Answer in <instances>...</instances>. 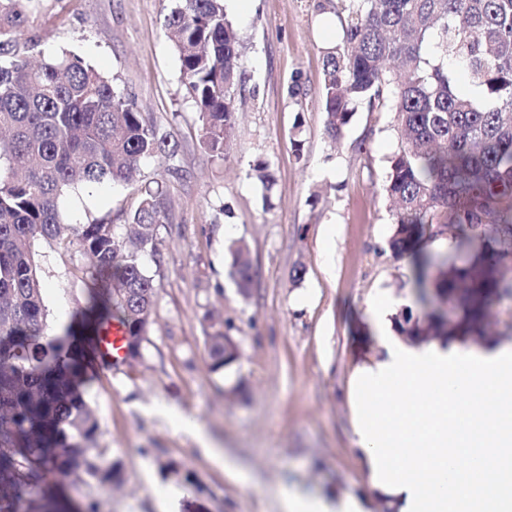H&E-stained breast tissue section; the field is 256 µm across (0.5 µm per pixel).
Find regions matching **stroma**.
Returning a JSON list of instances; mask_svg holds the SVG:
<instances>
[{"label": "stroma", "mask_w": 512, "mask_h": 512, "mask_svg": "<svg viewBox=\"0 0 512 512\" xmlns=\"http://www.w3.org/2000/svg\"><path fill=\"white\" fill-rule=\"evenodd\" d=\"M315 3L249 0L246 11L231 12L246 46L245 83L221 158L200 144L197 110L163 27L169 0H43L30 17L44 54L77 55L115 79L179 144L173 166L151 160L135 182H105L61 200L64 223L108 216L120 224L139 185L161 180L169 191L158 255L143 259L156 305L139 354L89 374L100 461L119 463L123 476L114 490L79 485L77 498L95 512H160L165 500L174 512H282L286 488L369 494L348 397L355 368L384 352L366 305L394 299L391 322L435 308L420 296L415 258L439 251L427 241L416 256L389 247L393 217L382 184L396 149L390 114L358 109L338 141L327 137L318 107L322 57L343 29L338 14ZM260 161L271 186L253 175ZM237 242L258 272L247 297L229 276ZM35 262L53 329L86 304L87 286L72 275L84 259L42 243ZM216 329L238 343L241 357L214 372L205 342ZM188 421L242 477L199 452Z\"/></svg>", "instance_id": "35a3bbf8"}]
</instances>
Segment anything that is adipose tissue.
Returning <instances> with one entry per match:
<instances>
[{"label":"adipose tissue","instance_id":"obj_1","mask_svg":"<svg viewBox=\"0 0 512 512\" xmlns=\"http://www.w3.org/2000/svg\"><path fill=\"white\" fill-rule=\"evenodd\" d=\"M386 304L367 314L386 354L355 372L349 402L369 486L389 512H512V344L482 350L393 336ZM367 499L298 489L286 512H369Z\"/></svg>","mask_w":512,"mask_h":512}]
</instances>
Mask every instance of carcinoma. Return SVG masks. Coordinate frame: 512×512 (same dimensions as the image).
I'll list each match as a JSON object with an SVG mask.
<instances>
[{
	"label": "carcinoma",
	"instance_id": "1",
	"mask_svg": "<svg viewBox=\"0 0 512 512\" xmlns=\"http://www.w3.org/2000/svg\"><path fill=\"white\" fill-rule=\"evenodd\" d=\"M36 0H0V512H92L71 497V477L108 487L118 464L98 462V421L84 398L95 336L116 319L143 340L156 302L141 257L157 256L166 187L139 190L129 232L102 219L62 236L63 190L126 183L147 159L175 158L171 136L80 57L39 53L24 35ZM342 42L323 58L318 105L339 140L357 106L393 115L396 150L384 192L394 202L389 246L411 250L425 226L452 231L453 246L421 293L458 300L460 318L403 315L399 333L420 342L484 336L495 299L512 294V0H338ZM201 123V145L222 156L245 83L241 41L224 0H179L164 17ZM55 241L81 253L92 293L84 317L44 341L48 325L34 255ZM229 275L248 296L257 272L246 245ZM213 371L240 358L226 333L207 335Z\"/></svg>",
	"mask_w": 512,
	"mask_h": 512
}]
</instances>
